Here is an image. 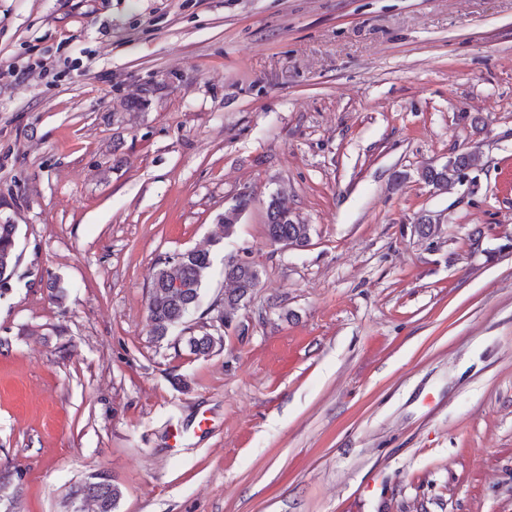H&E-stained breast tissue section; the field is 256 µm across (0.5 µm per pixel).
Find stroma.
<instances>
[{"instance_id":"obj_1","label":"stroma","mask_w":512,"mask_h":512,"mask_svg":"<svg viewBox=\"0 0 512 512\" xmlns=\"http://www.w3.org/2000/svg\"><path fill=\"white\" fill-rule=\"evenodd\" d=\"M30 59L0 77V512L96 470L115 512H512V0H0V65ZM274 194L307 246L267 242ZM193 249L191 332L226 256L261 273L208 357L149 338ZM476 157L473 154L463 153L448 159V164L441 169L427 167L422 172L423 179L435 186L444 187L451 184L458 179L459 172L462 169L471 168L475 165ZM17 224L10 218L0 221V297L9 290L17 274L19 256L16 254ZM211 259L207 252L187 251L158 262L149 286L150 338L161 343L199 307ZM16 466H11L9 463L0 464V500L5 498L9 502L13 503L20 494L19 484H14L13 478L17 476ZM11 492H7L8 490Z\"/></svg>"}]
</instances>
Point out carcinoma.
<instances>
[{
    "label": "carcinoma",
    "instance_id": "1",
    "mask_svg": "<svg viewBox=\"0 0 512 512\" xmlns=\"http://www.w3.org/2000/svg\"><path fill=\"white\" fill-rule=\"evenodd\" d=\"M475 162L476 157L472 154H458L449 158L448 164L440 169L425 168L422 177L435 187L448 186L458 179L461 170L473 167ZM279 208L278 200L269 199L265 222L267 239L272 243H307L309 225L299 224L290 217H281ZM16 234L17 225L11 219L0 221V297L9 290L10 281L17 274L19 256L16 254ZM210 268L209 254L194 250L167 256L158 262L151 278L148 300L152 341L160 343L168 339L177 327L185 323L186 317L199 307ZM224 278L233 282V288L222 299L224 309L232 314L239 302L250 299L257 283L253 280L248 262L234 258L225 262ZM223 342L222 335L208 329L197 335H180L174 339L175 344H183L191 353L202 356L211 355L216 348L223 346ZM15 475L16 467L8 463L0 464V499L12 503L18 498L20 487L13 481ZM121 496L120 488L104 473L87 477L69 493L73 512H115Z\"/></svg>",
    "mask_w": 512,
    "mask_h": 512
}]
</instances>
